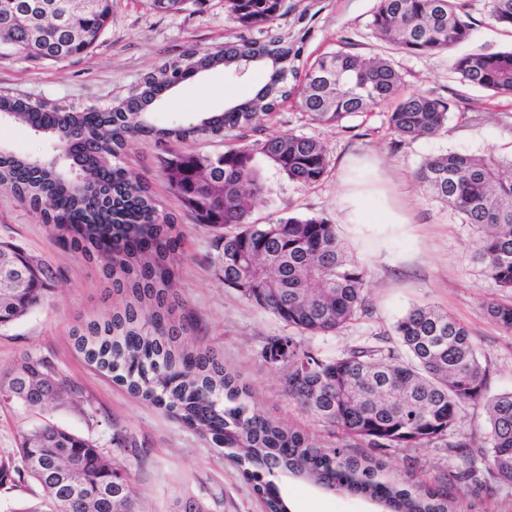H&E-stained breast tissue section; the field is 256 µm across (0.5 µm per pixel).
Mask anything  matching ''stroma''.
Wrapping results in <instances>:
<instances>
[{"label": "stroma", "mask_w": 512, "mask_h": 512, "mask_svg": "<svg viewBox=\"0 0 512 512\" xmlns=\"http://www.w3.org/2000/svg\"><path fill=\"white\" fill-rule=\"evenodd\" d=\"M288 4L290 12L280 27L305 40L296 68H304L340 39H348L365 55L388 56L403 75L406 90L447 101L448 123L435 137L397 145L384 106L348 119L342 128L310 122L290 103L266 120L268 132L289 130L322 142L330 163L322 181L301 186L266 160H258L262 191L254 218H327L336 225L348 252L367 269L370 315L322 336L296 335L294 328L225 287L215 264L213 233L194 223L169 190L162 174L163 148L134 142L121 163L146 181L162 207L178 218L184 244L175 265V289L186 310L199 317L204 344L252 389L265 415L321 439L327 436L323 422L289 399L283 368L265 361L269 338L296 336L300 346L324 357L377 337L393 347L396 322L410 307L430 305L468 327L488 370V395L512 391V335L503 333L485 313L487 303H510L512 295L503 293L476 260L477 227L426 196L415 180L421 164L434 155L512 156V97L493 98L486 90L463 85L453 69L456 56L510 47L512 36L492 22L488 0H466L469 39L452 52L423 58L393 51L374 37L369 21L376 0H288ZM230 33L224 0H207L203 9L173 14L154 12L145 0H112V24L93 52L58 62L37 63L19 56L0 59V91L66 109L104 108L137 86L156 61L177 57L189 46L203 54L216 51ZM257 88L254 71L210 69L201 72L196 82L182 84L157 101L153 120L160 126L191 125L203 115L251 98ZM0 146L34 158L51 153L48 136L14 123L0 127ZM356 184L376 189L362 224L348 223L343 200ZM386 209L403 214L405 223H374V216ZM0 239L42 259L54 272L42 305L0 329V378L28 356L48 361L59 379L77 390L44 410L27 408L0 393V460L18 461L22 437L48 422L89 439L106 457L123 463L145 512H167L181 496L199 498L210 512H265L252 484L209 439L164 408L130 394L76 350L74 327L100 318L123 301L101 262L61 246L56 233L26 204L3 195ZM122 436L134 438L143 455L124 451L118 443ZM369 454L382 464L388 480L406 481L417 475L443 486L458 512H512V482L484 470L477 479H463L464 460L446 441L427 448H373ZM284 495L290 512L377 510L368 500L325 494L294 480L285 483Z\"/></svg>", "instance_id": "35a3bbf8"}]
</instances>
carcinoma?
I'll return each mask as SVG.
<instances>
[{
	"label": "carcinoma",
	"instance_id": "1",
	"mask_svg": "<svg viewBox=\"0 0 512 512\" xmlns=\"http://www.w3.org/2000/svg\"><path fill=\"white\" fill-rule=\"evenodd\" d=\"M19 18L0 15V59L32 61L79 58L93 50L112 24V0L83 12L77 0H13ZM205 0H148L160 13L200 7ZM60 18H45L49 5ZM243 35L224 48L200 54L193 47L145 73L110 111H77L0 94V113L56 138L83 142L73 164L83 187L60 170L16 152H0V189L40 212L69 249L105 262L112 286L124 292L123 309L89 324L76 338L88 362L113 374L136 395L166 408L210 438L214 447L255 483L268 512H288L276 479L303 473L314 485L369 498L383 512H456L442 489L417 479L402 488L377 478L379 463L361 448H428L448 438L450 448H471L456 432L468 406L486 413V470L512 481V392L486 398L488 373L469 329L448 312L410 309L395 332L408 353L379 343L353 346L324 358L298 347L291 336L270 339L265 360L284 366L288 396L319 417L336 436L325 444L266 417L249 388L224 370L185 314L174 289L181 231L160 208L139 176L113 163L131 141L147 137L168 146L196 138L243 142L222 153H171L163 168L175 197L194 223L216 233L224 285L257 307L310 336L338 331L370 313L365 267L351 258L336 225L323 217L278 216L250 220L261 192L256 156L302 186L320 182L329 166L316 139L283 131L257 137L261 120L288 100L308 120L335 126L391 102L388 124L394 141L432 137L448 119L449 104L426 92H406L402 74L386 57L365 58L352 44L319 55L300 83L286 86L288 63L301 45L274 24L288 14V0H224ZM490 19L512 32V0H489ZM369 26L375 37L401 53L431 58L467 41L462 0H377ZM271 61L272 72L254 97L193 127L158 128L149 107L165 90L208 67L249 70ZM461 83L512 96V48L459 56ZM421 190L451 206L481 229L477 259L505 293H512V158H476L448 153L427 158L416 173ZM51 270L0 241V327L15 323L41 304ZM487 315L512 335V303H490ZM63 382L41 360L26 359L9 373L7 391L31 408L44 409L62 395ZM21 465L0 461V486L35 480L43 498L11 512H140L124 465L108 460L92 442L45 425L23 437ZM169 512H209L193 497H180Z\"/></svg>",
	"mask_w": 512,
	"mask_h": 512
}]
</instances>
